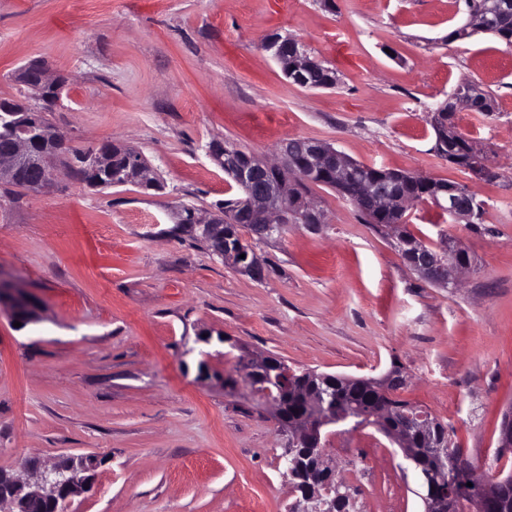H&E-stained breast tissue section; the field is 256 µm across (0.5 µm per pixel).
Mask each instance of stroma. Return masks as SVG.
<instances>
[{
	"label": "stroma",
	"instance_id": "stroma-1",
	"mask_svg": "<svg viewBox=\"0 0 512 512\" xmlns=\"http://www.w3.org/2000/svg\"><path fill=\"white\" fill-rule=\"evenodd\" d=\"M465 0H0V99L17 71L47 60L68 82L47 120L84 149L139 150L162 190L65 180L36 195L0 183V278L25 288L37 322L0 314V469L65 455L106 458L66 512H289L287 437L242 385L256 352L292 368L380 377L446 422L477 466L504 476L500 427L512 408V46L491 33L453 40ZM304 41L333 66V89L289 82L262 48ZM494 99L459 112L496 176L437 152L431 115L461 82ZM294 138L350 159L470 185L480 224L434 205L405 229L460 239L475 263L458 287L422 280L335 190L312 186L318 229L289 225L257 244L263 281L212 255L179 224L232 196L210 156L227 142L269 160ZM358 512H423L418 475L376 428L323 430Z\"/></svg>",
	"mask_w": 512,
	"mask_h": 512
}]
</instances>
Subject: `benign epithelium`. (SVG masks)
I'll return each mask as SVG.
<instances>
[{"mask_svg":"<svg viewBox=\"0 0 512 512\" xmlns=\"http://www.w3.org/2000/svg\"><path fill=\"white\" fill-rule=\"evenodd\" d=\"M512 3L509 0H483L477 12L468 13L466 22L459 27V34L468 31L492 32L490 20L499 18L509 12ZM265 51L283 67L286 77L291 83L315 88L312 79L317 59L310 57L306 45L294 38L274 37L264 44ZM41 72V83L31 87L35 98L41 101L38 109L23 107L17 113L15 132L11 138V147L0 152V182L7 181L16 173L18 164L30 166L36 172V178L30 184L35 193H45L59 188L57 174L61 162L73 152V146L67 137L55 128H48L41 120L40 113L50 110L59 101L64 85L57 81L50 64L45 60L37 62ZM481 88L465 82L458 86L451 102L454 109H469L480 93ZM435 126L437 143L460 141L464 136L458 126L445 118L443 108H438L431 117ZM52 144L53 156L43 155L40 147L43 143ZM210 153L226 173L242 190L243 200L236 222L249 226L253 242L264 243L281 233L284 225L292 223L288 200L294 178L301 177L313 180L319 176H329L338 184H344L355 178L352 162L331 144L310 140L294 139L283 146L285 162L270 163L239 148L220 144L213 147ZM80 168L73 170V177L80 180L83 173L101 175L111 170V148L106 144L96 145L79 154ZM157 180L154 168L143 155L135 150L128 151V165L123 182L138 184L146 188L155 185ZM433 204L448 215L453 224H468L474 214L476 196L472 189L464 184H448L436 190L432 197ZM359 208L367 215L384 214L388 211L401 213L408 206L409 200L402 199L387 186L378 174L364 177L357 182L355 199ZM191 229L197 231L201 238L213 246L214 253L224 263L237 271L261 280L265 277V267L257 254L240 258L241 252L224 247V215L214 213L208 217L193 213ZM420 276L439 286L455 288L459 275L468 271L469 266L459 265L446 260L443 251L431 252L426 249L415 253L408 261ZM24 298L23 293L14 288L5 287L0 280V311L6 312L14 321L26 323L19 315L17 303ZM326 427L318 413H307L296 421L288 424V448L285 452V470L289 473L299 463L295 450L302 445L313 446L317 465L308 472L306 492L297 501V512H336V501L340 489L348 484L339 475L334 460L327 451L326 439L322 429ZM429 420L421 415L418 419L408 418L400 429V433L391 434L389 438L395 442L403 456L414 461L417 449L411 447L409 433L416 428L424 433L428 430ZM103 457L87 454L70 457L67 465L58 462L48 468L32 467L37 485L32 488L20 478L12 477L15 493L11 497H0V506L10 505L9 512H17L18 501L24 498L37 501L56 509L72 497L84 493L94 485L97 469ZM472 486H467V483ZM506 481H488L477 475L465 455L461 454L454 462L453 472L443 473L433 478L424 476L420 498L425 512H438L444 503H452L463 490L472 495L475 512H493L498 501L500 486Z\"/></svg>","mask_w":512,"mask_h":512,"instance_id":"1","label":"benign epithelium"}]
</instances>
